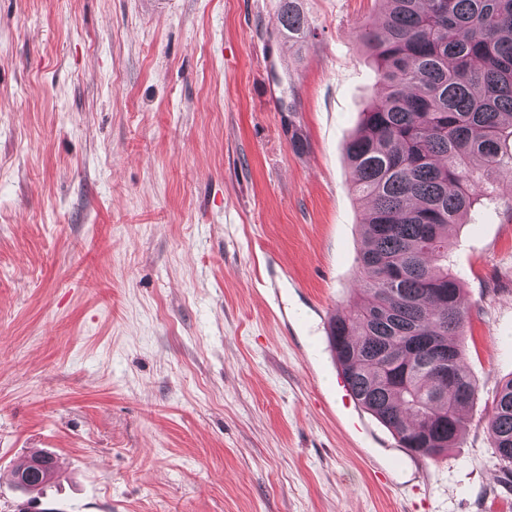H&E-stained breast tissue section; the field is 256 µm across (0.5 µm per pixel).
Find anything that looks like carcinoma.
Listing matches in <instances>:
<instances>
[{
  "mask_svg": "<svg viewBox=\"0 0 512 512\" xmlns=\"http://www.w3.org/2000/svg\"><path fill=\"white\" fill-rule=\"evenodd\" d=\"M359 26L377 63L375 92L345 146L352 192L367 209L359 292L329 323V343L359 404L400 447L437 458L457 446L477 389L464 370L463 277L448 266V231L487 178L512 176V0H384ZM281 32L311 34L299 0H283ZM487 431L512 466V378ZM15 479L34 492L57 475Z\"/></svg>",
  "mask_w": 512,
  "mask_h": 512,
  "instance_id": "cac0c4a2",
  "label": "carcinoma"
}]
</instances>
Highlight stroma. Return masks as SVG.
I'll return each instance as SVG.
<instances>
[{
  "label": "stroma",
  "instance_id": "1",
  "mask_svg": "<svg viewBox=\"0 0 512 512\" xmlns=\"http://www.w3.org/2000/svg\"><path fill=\"white\" fill-rule=\"evenodd\" d=\"M0 0V472L60 512H512V177L448 238L478 390L457 448L348 414L326 329L357 289L345 145L380 0ZM280 24V31L288 35V41L302 50L311 34V27L298 0H283ZM487 431L499 460L512 466V378L500 385L494 397ZM38 457V459H34L30 463V468L27 472H25L22 477L21 481L19 479L20 472L24 471L28 467L29 460L32 458ZM45 460L48 464L47 472L44 473L43 477L40 478L42 470H44V463L41 459ZM34 473H38V476H33L32 478L28 479V477ZM57 470L55 466V458L52 454L45 452V451H37L30 455L25 465L19 469L15 474V485L16 487L26 491V492H34L38 491L40 489H43L50 485L54 479L56 478ZM28 479V480H27Z\"/></svg>",
  "mask_w": 512,
  "mask_h": 512
}]
</instances>
